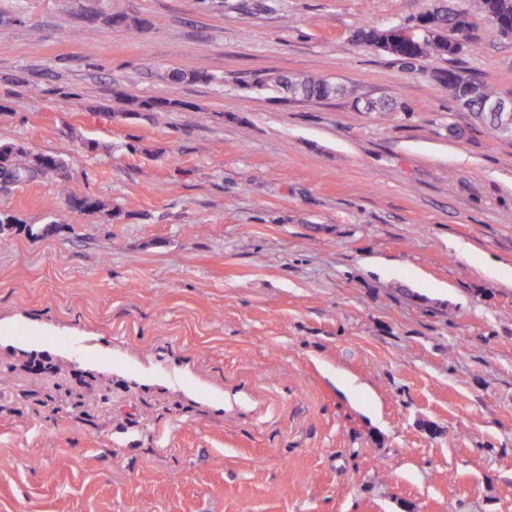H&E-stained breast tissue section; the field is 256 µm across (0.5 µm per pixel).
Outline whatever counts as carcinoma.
<instances>
[{"label": "carcinoma", "instance_id": "cac0c4a2", "mask_svg": "<svg viewBox=\"0 0 512 512\" xmlns=\"http://www.w3.org/2000/svg\"><path fill=\"white\" fill-rule=\"evenodd\" d=\"M482 11L492 20L508 18L512 22V0H479ZM105 21L112 24L137 26L140 20L129 16L126 12L112 7V0H107L106 11L102 12ZM440 28L431 36L420 35L413 38L409 45L402 48L394 57L407 67L429 57L452 60V47L460 42L469 27V19H461L455 9L448 8L439 15ZM445 78L435 79L437 90L449 94L454 101H459L462 91L470 83L476 81L473 95L469 98L467 110L483 123H489L499 129L503 125L500 115L490 113L484 108L488 98L496 97L493 87L485 80L466 76L454 69H446ZM166 77L173 81H202L211 83L219 78L207 70H195L190 73L168 72ZM255 88L261 94L275 93L286 90L293 99L313 100L330 99L342 91V88L331 83L322 76H304L290 78L283 74H266L255 81ZM180 103L157 99L132 98L127 101L125 114L138 116L144 112L158 124H165L169 115ZM66 162L54 154H40V160L34 161L30 152L16 143L0 144V188L47 178L53 174L59 176L55 185V193L60 197L69 198L73 212L77 217H89L105 210L106 204L99 198L91 196L77 197L72 193L67 176Z\"/></svg>", "mask_w": 512, "mask_h": 512}]
</instances>
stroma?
<instances>
[{"instance_id":"obj_1","label":"stroma","mask_w":512,"mask_h":512,"mask_svg":"<svg viewBox=\"0 0 512 512\" xmlns=\"http://www.w3.org/2000/svg\"><path fill=\"white\" fill-rule=\"evenodd\" d=\"M458 2L409 68L354 33L430 0H0V144L109 207L0 190V512H512V139L434 82L512 99V41ZM255 88L261 94L286 90L292 99H330L342 91L323 76L290 78L283 74H266L255 81ZM179 106L180 103L174 101L132 98L127 101L124 112L129 116H138L142 112H147L155 123L166 124L171 112Z\"/></svg>"}]
</instances>
